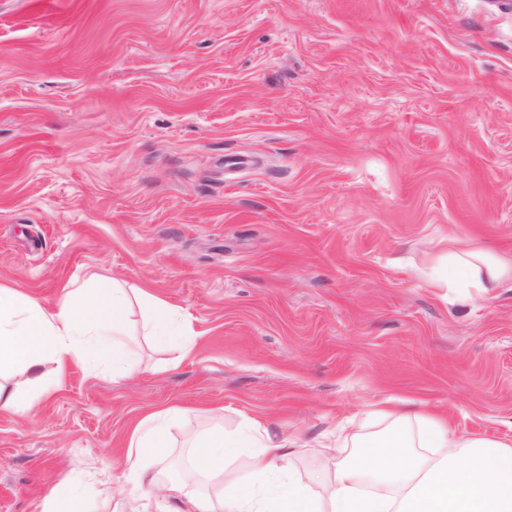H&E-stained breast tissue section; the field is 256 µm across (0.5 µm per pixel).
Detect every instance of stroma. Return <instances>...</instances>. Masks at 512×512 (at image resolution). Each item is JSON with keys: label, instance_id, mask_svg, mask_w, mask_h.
I'll return each mask as SVG.
<instances>
[{"label": "stroma", "instance_id": "35a3bbf8", "mask_svg": "<svg viewBox=\"0 0 512 512\" xmlns=\"http://www.w3.org/2000/svg\"><path fill=\"white\" fill-rule=\"evenodd\" d=\"M512 260V0H0V283L147 288L196 344L75 363L0 414V512H160L135 425L315 440L376 403L512 439V287L455 300L459 242Z\"/></svg>", "mask_w": 512, "mask_h": 512}]
</instances>
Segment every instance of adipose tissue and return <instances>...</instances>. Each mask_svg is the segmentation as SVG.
Returning a JSON list of instances; mask_svg holds the SVG:
<instances>
[{"mask_svg": "<svg viewBox=\"0 0 512 512\" xmlns=\"http://www.w3.org/2000/svg\"><path fill=\"white\" fill-rule=\"evenodd\" d=\"M512 280V265L482 246L448 255V285L486 293ZM130 297L109 288L70 284L50 306L0 284V412L21 414L46 391V362L68 366L108 359L112 376L139 373L136 339L126 337ZM148 334L188 355L194 346L176 309L153 306ZM180 411L144 417L127 448L130 480L161 492L172 512H512V441L461 437L445 418L411 408L377 406L355 416L351 462L299 474L293 460L303 444L282 439L258 420L239 432L214 426L190 437L191 464L180 477L160 479L142 463L163 454ZM244 467H235L239 455Z\"/></svg>", "mask_w": 512, "mask_h": 512, "instance_id": "adipose-tissue-1", "label": "adipose tissue"}]
</instances>
